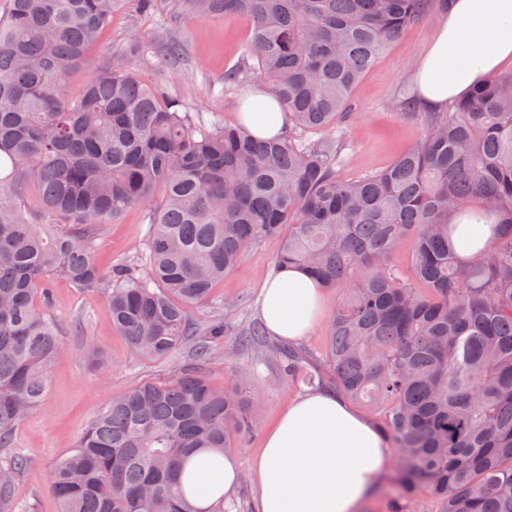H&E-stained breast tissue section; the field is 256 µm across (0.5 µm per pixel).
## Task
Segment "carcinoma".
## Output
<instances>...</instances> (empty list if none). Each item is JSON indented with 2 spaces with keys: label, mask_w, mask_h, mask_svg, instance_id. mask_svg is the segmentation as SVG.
Here are the masks:
<instances>
[{
  "label": "carcinoma",
  "mask_w": 512,
  "mask_h": 512,
  "mask_svg": "<svg viewBox=\"0 0 512 512\" xmlns=\"http://www.w3.org/2000/svg\"><path fill=\"white\" fill-rule=\"evenodd\" d=\"M449 0H173L174 15H244L249 61L288 130L257 138L206 122L186 100L140 77L184 55L162 33L95 60L92 48L125 0H9L0 15V448L45 404L60 351L54 283L107 290L112 325L138 356L168 360L189 340L206 363L228 326L193 309L249 247L281 238L274 269H306L336 292L323 350L263 346L278 380L382 411L376 427L398 465L392 512L420 494L438 512H512V74L474 85L448 112L398 108L422 135L390 167L343 179L334 135L351 96L407 27ZM91 76L77 96L68 78ZM320 135L307 141L303 134ZM159 197L146 276L103 273L96 226ZM456 213L458 222H448ZM489 235L458 252V223ZM412 274L392 263L400 247ZM237 381L216 389L195 368L123 391L49 473L58 512H200L182 476L195 456L240 448L259 422ZM24 459L0 465V512H15Z\"/></svg>",
  "instance_id": "carcinoma-1"
}]
</instances>
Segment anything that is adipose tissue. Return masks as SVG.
I'll return each instance as SVG.
<instances>
[{
    "mask_svg": "<svg viewBox=\"0 0 512 512\" xmlns=\"http://www.w3.org/2000/svg\"><path fill=\"white\" fill-rule=\"evenodd\" d=\"M509 60L512 0H453L416 65L419 101L426 111H440ZM239 119L259 138L279 135L288 124L274 97L260 89L243 96ZM322 309L321 287L303 270H282L262 287L259 316L279 339L300 341ZM388 462L367 417L333 394L305 392L267 430L254 460L261 483L256 512H358ZM190 471L189 495L201 508L237 486V467L228 457Z\"/></svg>",
    "mask_w": 512,
    "mask_h": 512,
    "instance_id": "adipose-tissue-1",
    "label": "adipose tissue"
}]
</instances>
